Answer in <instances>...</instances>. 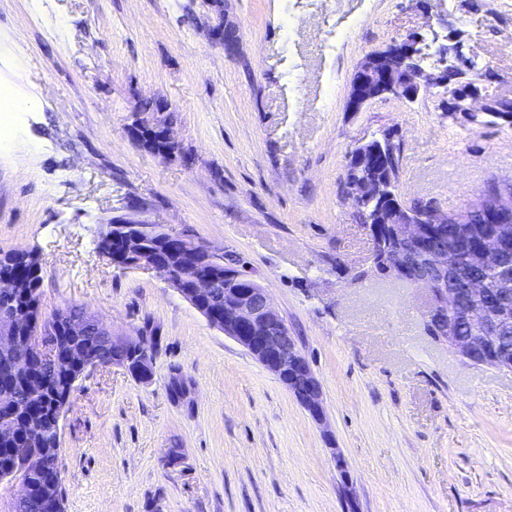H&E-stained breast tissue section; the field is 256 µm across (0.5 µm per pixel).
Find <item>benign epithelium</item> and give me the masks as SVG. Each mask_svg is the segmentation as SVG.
Instances as JSON below:
<instances>
[{
	"label": "benign epithelium",
	"instance_id": "1",
	"mask_svg": "<svg viewBox=\"0 0 512 512\" xmlns=\"http://www.w3.org/2000/svg\"><path fill=\"white\" fill-rule=\"evenodd\" d=\"M431 36L413 32L395 40L383 48L368 53L356 66L351 80L347 109L360 112L366 106L380 100L395 98L408 102L416 101L421 92L435 90L444 96V110L461 114L468 120H476L478 114L498 112L504 123L512 122V114L501 107L503 98L488 92L493 71L485 68L478 75L462 81L459 69L470 67L459 46L452 47L440 42L435 30ZM214 40L231 47L237 42L236 31L224 26V21L213 27ZM436 44L437 66L432 71L424 68L429 43ZM151 112L133 113L128 126L130 138L140 147L164 160H185L176 139L172 103L165 97H153ZM380 192V185L367 179L352 182V195L357 199H370ZM390 225L398 247L392 251L385 263L395 273L411 275L412 282L425 289L429 302L424 312L425 321L440 326L438 339L448 346L457 357L472 366H486L488 361L503 370L512 369V347L497 339L512 328L508 309L512 308V281H505L502 290L490 295L485 281L472 274L460 276V253L429 241L430 224L448 223V212L423 199L414 200L420 205L422 214L408 210L399 193L385 199ZM477 220L481 224H492L479 245L467 250L466 262L472 271L481 269L507 270L512 266V191L485 195L478 206ZM424 246L421 256L416 248ZM161 251L175 254L183 259L185 274L166 279L185 300L224 335L232 338L263 364L294 395L297 401L316 421L323 420V393L319 380L311 371L308 362L297 348L294 338L289 336L288 326L272 304L266 289L254 278L246 286L224 289V298L217 296L220 278L207 271L211 256L218 250L182 236L169 235ZM122 253L131 269H150L159 276L164 271L155 253L144 247L133 233L123 239ZM456 283L458 287L448 290L445 285ZM29 285L18 271L0 273V296L12 297L28 293ZM459 298L456 307L457 320L472 326L465 336L457 332L456 323L448 321L446 309L448 296ZM59 320L64 324L68 345L51 347L42 342L44 332L35 327L29 309L16 306L0 315V347L15 349L38 355L42 367H51L61 357L76 366L88 370L102 367L97 354L79 344L86 336H110L132 352L148 356L152 353L153 340L139 331L134 336L114 333L96 316L85 309L77 312L63 310ZM170 384L174 401H189L191 389L178 373L171 374ZM21 468L0 476L3 481L18 486L13 502L23 507L33 499H46L55 487L48 479L39 485L30 481L34 474H42L47 465L42 456L21 452Z\"/></svg>",
	"mask_w": 512,
	"mask_h": 512
}]
</instances>
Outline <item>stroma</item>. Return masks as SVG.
Wrapping results in <instances>:
<instances>
[{
  "label": "stroma",
  "mask_w": 512,
  "mask_h": 512,
  "mask_svg": "<svg viewBox=\"0 0 512 512\" xmlns=\"http://www.w3.org/2000/svg\"><path fill=\"white\" fill-rule=\"evenodd\" d=\"M220 20L234 50L208 34ZM443 24L512 99V0H0V88L25 104L0 136V251L37 254L44 315L82 306L160 338L151 384L116 366L77 381L65 512H512V371L463 364L425 333L424 289L369 273L345 185L350 150L392 128L407 198L453 212L512 183V126L433 92L346 109L367 53ZM152 95L191 164L129 140ZM118 216L238 254L319 379L324 422L155 272L103 257Z\"/></svg>",
  "instance_id": "obj_1"
}]
</instances>
